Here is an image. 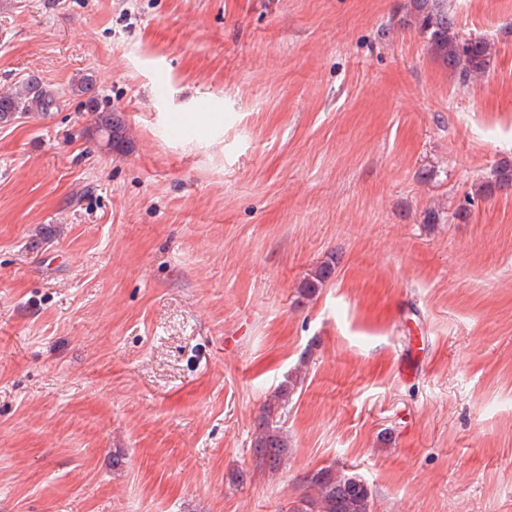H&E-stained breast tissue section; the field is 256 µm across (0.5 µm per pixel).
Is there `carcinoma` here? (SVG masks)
Here are the masks:
<instances>
[{"mask_svg": "<svg viewBox=\"0 0 512 512\" xmlns=\"http://www.w3.org/2000/svg\"><path fill=\"white\" fill-rule=\"evenodd\" d=\"M412 13L431 55L455 73L460 85H467L473 75L489 70L488 42L481 37L465 38L456 32L452 17L448 15V0H412ZM58 104L53 92L31 79L15 93H0V114L39 112L47 115L56 110ZM507 187H512V164L504 162L496 167L486 191L492 193ZM332 270L331 261L318 266L302 282L299 297L316 296ZM300 384V375H289L262 405L252 439L254 450L261 451L255 467L262 471L277 472L288 460L289 443L283 424L290 397ZM305 483L307 492L290 502L286 512H373L370 488L356 474L327 466L310 473Z\"/></svg>", "mask_w": 512, "mask_h": 512, "instance_id": "carcinoma-1", "label": "carcinoma"}]
</instances>
